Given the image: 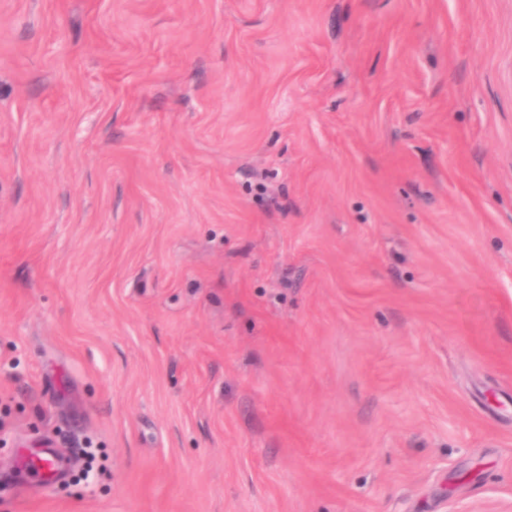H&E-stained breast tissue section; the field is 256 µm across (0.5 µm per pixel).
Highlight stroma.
I'll use <instances>...</instances> for the list:
<instances>
[{"mask_svg": "<svg viewBox=\"0 0 512 512\" xmlns=\"http://www.w3.org/2000/svg\"><path fill=\"white\" fill-rule=\"evenodd\" d=\"M510 507L512 0H0V512Z\"/></svg>", "mask_w": 512, "mask_h": 512, "instance_id": "1", "label": "stroma"}]
</instances>
